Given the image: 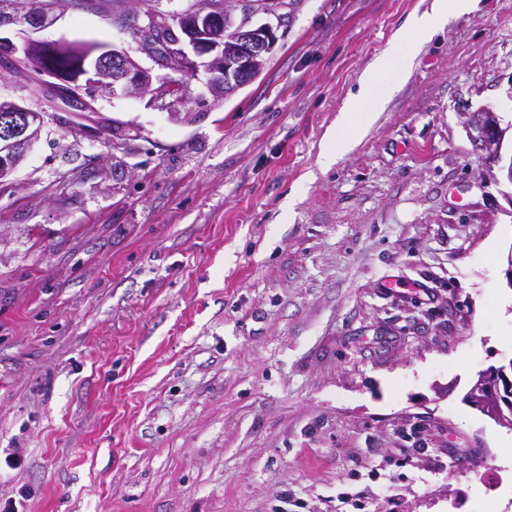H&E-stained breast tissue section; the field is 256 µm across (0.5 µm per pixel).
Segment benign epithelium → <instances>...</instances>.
<instances>
[{
	"instance_id": "benign-epithelium-1",
	"label": "benign epithelium",
	"mask_w": 512,
	"mask_h": 512,
	"mask_svg": "<svg viewBox=\"0 0 512 512\" xmlns=\"http://www.w3.org/2000/svg\"><path fill=\"white\" fill-rule=\"evenodd\" d=\"M18 4L20 0L0 3V29L22 26L26 32L17 42L0 36V52L8 56L5 66L31 62L70 47L67 42L33 37L58 21L63 10L59 0H29L30 7L22 14ZM238 10H246L251 16L268 13L262 0H209L178 23L157 14L129 15L126 22L134 27L138 50L152 61L151 66H142L123 49L88 44L81 48L83 61L76 77L64 79L44 71L43 84L48 86V95L64 93L74 109L83 111L94 107V89L112 94L119 90L136 98L182 97L183 81L196 78L203 70L208 74V93L220 100L228 89L256 77L265 65L266 54L277 42L276 28L268 23L257 27L248 22L234 28L224 25L226 19L234 21ZM52 120L53 114L43 108L0 98V184L16 170L31 143ZM464 124L471 131L473 151L478 157H500L503 129L496 113H490L486 120L468 114ZM511 388L512 361L480 374L467 400L496 414L502 410L503 392Z\"/></svg>"
}]
</instances>
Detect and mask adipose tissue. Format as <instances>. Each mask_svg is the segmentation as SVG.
Returning <instances> with one entry per match:
<instances>
[{"label":"adipose tissue","mask_w":512,"mask_h":512,"mask_svg":"<svg viewBox=\"0 0 512 512\" xmlns=\"http://www.w3.org/2000/svg\"><path fill=\"white\" fill-rule=\"evenodd\" d=\"M471 6L472 0H433L430 11L413 15L405 30L394 38L395 44L403 48L402 63L412 65L419 45L429 41L449 15L465 13ZM388 63V58H379L364 73L356 93L344 107L337 132L323 155L324 162H331L338 149L349 145L361 131L369 128L377 113L382 111L385 99L377 88Z\"/></svg>","instance_id":"adipose-tissue-1"}]
</instances>
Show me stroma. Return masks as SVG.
Instances as JSON below:
<instances>
[{
  "instance_id": "stroma-1",
  "label": "stroma",
  "mask_w": 512,
  "mask_h": 512,
  "mask_svg": "<svg viewBox=\"0 0 512 512\" xmlns=\"http://www.w3.org/2000/svg\"><path fill=\"white\" fill-rule=\"evenodd\" d=\"M432 0H299L223 100L97 94L0 189V512H512V0L449 15L329 166L364 72ZM42 38L136 54L67 6ZM20 450L21 468L6 455ZM479 112L486 114L490 111L482 109ZM475 113L467 114L464 120V124L471 131L473 151L479 158L498 159L504 133L499 119L495 112H490L488 120L476 118ZM510 384H512V361H509L508 365L500 366L488 373H481L476 386L467 396V400L485 407L493 414L502 412V403L505 402L503 391L508 393Z\"/></svg>"
}]
</instances>
